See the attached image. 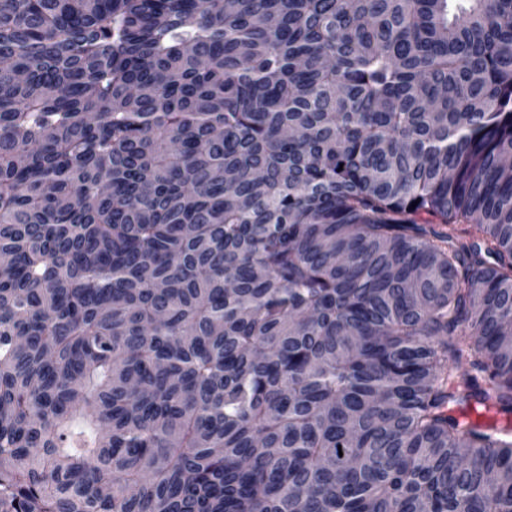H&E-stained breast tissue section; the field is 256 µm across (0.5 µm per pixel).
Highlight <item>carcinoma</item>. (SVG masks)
I'll list each match as a JSON object with an SVG mask.
<instances>
[{"label":"carcinoma","mask_w":512,"mask_h":512,"mask_svg":"<svg viewBox=\"0 0 512 512\" xmlns=\"http://www.w3.org/2000/svg\"><path fill=\"white\" fill-rule=\"evenodd\" d=\"M0 62V512H512V0H0Z\"/></svg>","instance_id":"carcinoma-1"}]
</instances>
